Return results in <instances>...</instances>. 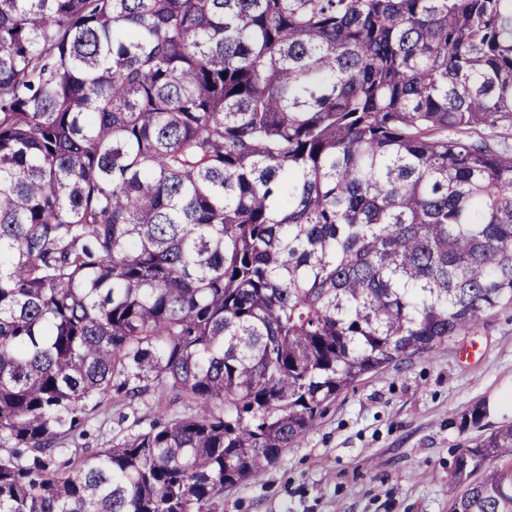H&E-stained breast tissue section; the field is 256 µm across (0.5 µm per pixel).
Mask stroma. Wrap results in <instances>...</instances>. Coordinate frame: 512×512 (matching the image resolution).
<instances>
[{
	"label": "stroma",
	"instance_id": "stroma-1",
	"mask_svg": "<svg viewBox=\"0 0 512 512\" xmlns=\"http://www.w3.org/2000/svg\"><path fill=\"white\" fill-rule=\"evenodd\" d=\"M512 306L433 351L366 375L325 407L258 481L224 490V512H448L456 456L512 424ZM479 423L468 422L474 407ZM154 413L114 405L87 447L148 427Z\"/></svg>",
	"mask_w": 512,
	"mask_h": 512
}]
</instances>
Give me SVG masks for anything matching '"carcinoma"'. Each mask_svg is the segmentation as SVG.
Returning <instances> with one entry per match:
<instances>
[{"label": "carcinoma", "mask_w": 512, "mask_h": 512, "mask_svg": "<svg viewBox=\"0 0 512 512\" xmlns=\"http://www.w3.org/2000/svg\"><path fill=\"white\" fill-rule=\"evenodd\" d=\"M500 126L512 0H0V512H222L511 305ZM448 512H512V425ZM154 411V412H153ZM156 411V412H155ZM163 408L145 410L141 409L140 413L133 414L132 411L120 405L109 407L108 413L101 415L89 427L91 436L85 441H81V445L77 448L74 446L60 456V460L64 461L73 457L74 454L81 453L84 448H100L107 445V441L111 438H121L128 433H137L148 427L150 421L161 413ZM155 413V414H154Z\"/></svg>", "instance_id": "1"}]
</instances>
